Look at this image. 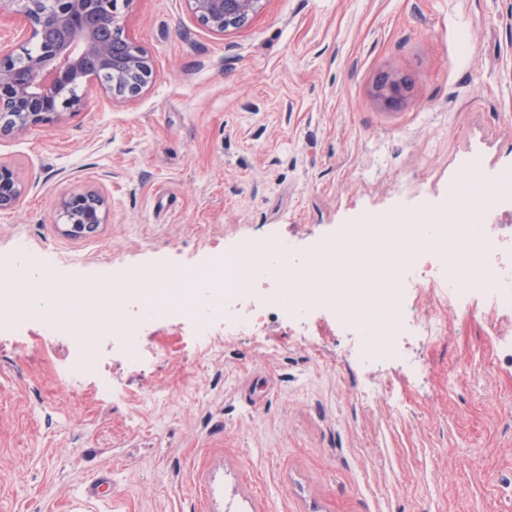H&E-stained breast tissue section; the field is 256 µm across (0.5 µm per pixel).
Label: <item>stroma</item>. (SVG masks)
<instances>
[{"mask_svg": "<svg viewBox=\"0 0 512 512\" xmlns=\"http://www.w3.org/2000/svg\"><path fill=\"white\" fill-rule=\"evenodd\" d=\"M124 17L153 63L140 97L0 136L26 188L0 261L25 251L62 283L192 274L232 241L305 253L367 215L440 210L474 152L512 170V0H263L221 35L185 0ZM91 187L106 223L63 236L58 200ZM434 310L444 335L420 369L387 361L376 402L328 315L305 341L275 324L212 347L178 321L136 366L103 336L79 385L69 340L0 336V512H512V355L469 372L512 318Z\"/></svg>", "mask_w": 512, "mask_h": 512, "instance_id": "obj_1", "label": "stroma"}]
</instances>
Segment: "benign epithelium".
<instances>
[{
	"label": "benign epithelium",
	"instance_id": "1",
	"mask_svg": "<svg viewBox=\"0 0 512 512\" xmlns=\"http://www.w3.org/2000/svg\"><path fill=\"white\" fill-rule=\"evenodd\" d=\"M188 10L216 33L245 24L261 0H185ZM132 0H0V13L17 15L23 43L40 51L18 57L0 42V136L52 126L81 112L94 88L111 101L138 98L153 69L147 52L125 31L122 11ZM25 187L12 168L0 163V211L19 206ZM59 219L66 224H103L107 203L97 189L61 198Z\"/></svg>",
	"mask_w": 512,
	"mask_h": 512
}]
</instances>
